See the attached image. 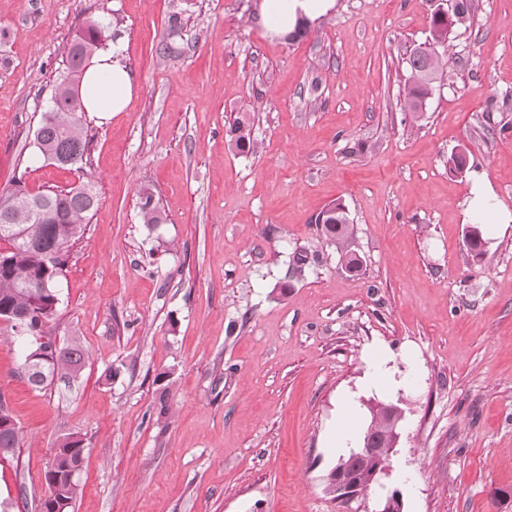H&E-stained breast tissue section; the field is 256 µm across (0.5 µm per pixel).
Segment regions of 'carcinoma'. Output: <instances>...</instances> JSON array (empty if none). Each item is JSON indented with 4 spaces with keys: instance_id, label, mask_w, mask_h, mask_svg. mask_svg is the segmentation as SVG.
<instances>
[{
    "instance_id": "1",
    "label": "carcinoma",
    "mask_w": 512,
    "mask_h": 512,
    "mask_svg": "<svg viewBox=\"0 0 512 512\" xmlns=\"http://www.w3.org/2000/svg\"><path fill=\"white\" fill-rule=\"evenodd\" d=\"M470 5L467 0H456L447 17H432L431 39L436 44L448 41L449 30L465 21ZM105 41L104 26L96 20L88 22L69 46L63 74L53 87L50 108L43 112L34 133V140L42 157L53 159L74 158L84 160L89 145L88 130L83 116L84 107L79 88L83 73L91 59L101 50ZM409 85L405 107L412 114L423 111L426 100L432 95L433 84L443 69L442 57L433 54H411ZM253 122L247 112L239 113L230 127V144L240 153L254 149ZM42 210H36L29 196L15 189L0 195V242L8 243L7 257L10 268L0 270V309L29 310L42 313L47 318L57 311L54 283L66 264L67 248L84 233L91 212L97 204V194L92 180L64 190H44L36 195ZM139 216L144 224H160L163 213L151 188L144 187L139 194ZM317 232L334 247L341 268L350 274L361 271L363 261L351 248L353 227L349 223L346 207L341 202L329 205L316 219ZM468 250L474 258L483 255L485 246L480 225L468 227L465 234ZM85 353L75 341L62 343L52 351L50 359L38 369V374L28 375L35 387L43 386L58 375L76 376L84 367ZM370 423L374 424L372 439L379 448H388L392 441L390 404L377 403L369 407ZM57 474L61 476L59 496L72 508L80 485L69 480L71 474L81 472L84 463L82 440H65L53 455ZM336 467L346 469L361 485V492L371 488L370 475L375 467L351 457H342Z\"/></svg>"
}]
</instances>
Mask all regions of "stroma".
Wrapping results in <instances>:
<instances>
[{"label": "stroma", "instance_id": "obj_1", "mask_svg": "<svg viewBox=\"0 0 512 512\" xmlns=\"http://www.w3.org/2000/svg\"><path fill=\"white\" fill-rule=\"evenodd\" d=\"M439 2L336 0L290 40L268 35L261 0H0V195L88 174L98 194L45 327L82 345L83 369L35 388L0 342L19 429L0 461L8 512H38L72 435V512H374L395 490L404 512H512V223L484 225L481 258L464 243L476 175L512 213V0H470L416 118L407 61ZM91 19L123 43L136 90L125 111L87 114V163L68 170L34 131ZM241 112L246 155L228 143ZM145 186L164 223L142 224ZM336 201L354 276L317 234ZM299 251L312 262L296 274ZM374 347L388 383L368 390ZM348 399L359 432L376 401L404 419L389 470L343 503L325 487ZM248 112H241L230 127V144L239 153H249L254 149L252 136L253 122ZM82 443L81 439L64 440L57 449L55 448L56 452L53 455L57 467L56 473L61 476V489L58 496L67 503L64 512H69L80 492L77 475L81 472L84 463V446H82ZM72 473H75V477L73 474L71 476L72 481H70L69 477Z\"/></svg>", "mask_w": 512, "mask_h": 512}]
</instances>
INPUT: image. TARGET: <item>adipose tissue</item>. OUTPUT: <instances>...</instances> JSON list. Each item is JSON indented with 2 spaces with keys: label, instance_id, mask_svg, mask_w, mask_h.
Masks as SVG:
<instances>
[{
  "label": "adipose tissue",
  "instance_id": "ef3b65f1",
  "mask_svg": "<svg viewBox=\"0 0 512 512\" xmlns=\"http://www.w3.org/2000/svg\"><path fill=\"white\" fill-rule=\"evenodd\" d=\"M336 0H262L261 11L267 31L285 35L299 22L314 23L335 8ZM123 48L98 53L87 67L81 86L87 112L104 114L124 111L135 90L134 77L122 61Z\"/></svg>",
  "mask_w": 512,
  "mask_h": 512
}]
</instances>
